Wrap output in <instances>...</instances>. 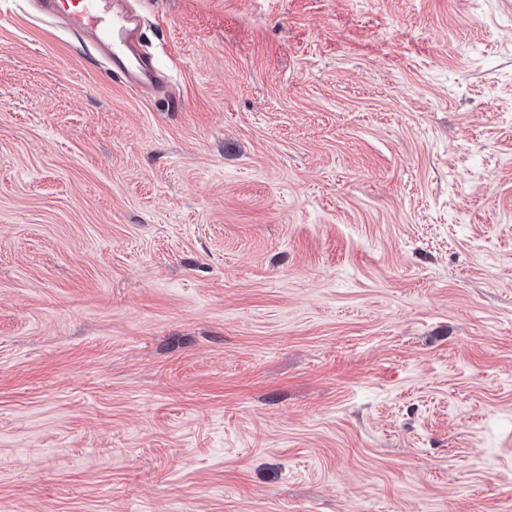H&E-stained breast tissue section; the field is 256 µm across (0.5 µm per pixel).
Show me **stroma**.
Here are the masks:
<instances>
[{"instance_id": "obj_1", "label": "stroma", "mask_w": 512, "mask_h": 512, "mask_svg": "<svg viewBox=\"0 0 512 512\" xmlns=\"http://www.w3.org/2000/svg\"><path fill=\"white\" fill-rule=\"evenodd\" d=\"M0 0V512H512V0ZM112 0H42L33 1L34 7L64 14L68 25L82 34L90 35L105 47L111 65L129 72L126 49L134 20L112 9Z\"/></svg>"}]
</instances>
